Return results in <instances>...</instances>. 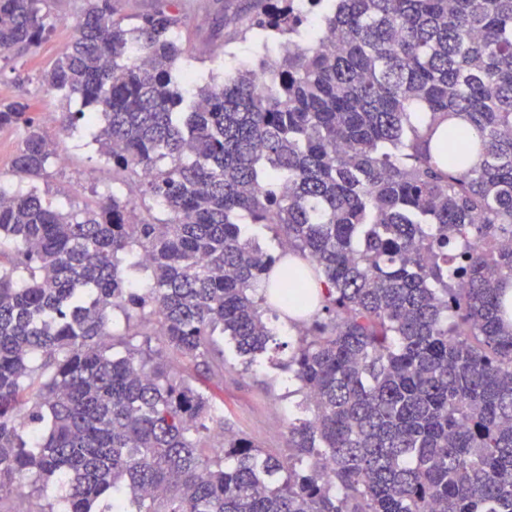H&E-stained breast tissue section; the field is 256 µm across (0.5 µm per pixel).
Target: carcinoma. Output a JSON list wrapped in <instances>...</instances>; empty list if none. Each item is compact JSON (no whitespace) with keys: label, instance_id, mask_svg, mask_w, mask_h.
I'll list each match as a JSON object with an SVG mask.
<instances>
[{"label":"carcinoma","instance_id":"obj_1","mask_svg":"<svg viewBox=\"0 0 512 512\" xmlns=\"http://www.w3.org/2000/svg\"><path fill=\"white\" fill-rule=\"evenodd\" d=\"M42 2L0 0V53L40 45ZM264 3L279 58L220 84L177 74L181 0L132 25L86 0L43 74L112 189L0 187V512L50 482L60 512H512V0ZM18 126L43 179L51 140L1 101ZM314 280L283 364L307 418L265 453L152 340L222 375L218 338L265 352Z\"/></svg>","mask_w":512,"mask_h":512}]
</instances>
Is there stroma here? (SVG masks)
<instances>
[{
  "mask_svg": "<svg viewBox=\"0 0 512 512\" xmlns=\"http://www.w3.org/2000/svg\"><path fill=\"white\" fill-rule=\"evenodd\" d=\"M262 6V0H186L180 41L193 56L198 74H211L220 81L225 67L251 69L260 58L278 57L277 43L260 45L245 32L250 16ZM84 8L85 0H45L42 12L47 32L40 47L23 56L0 59V99H26L48 136L67 155L66 164L50 168L46 179L30 181L13 172L23 128L1 130L0 182L12 190L37 186L40 195L55 206L68 200L77 207L95 203V189L112 182V167L88 133L70 131L56 121V114L66 111L67 104L39 80L72 42ZM21 74L27 75V82H18ZM271 325L276 339L251 368H244L233 350H225L224 377L210 379L209 385L214 398L224 404L226 434L246 436L260 448L284 455L297 383L280 364L292 354L298 330L283 318L272 320Z\"/></svg>",
  "mask_w": 512,
  "mask_h": 512,
  "instance_id": "stroma-1",
  "label": "stroma"
}]
</instances>
